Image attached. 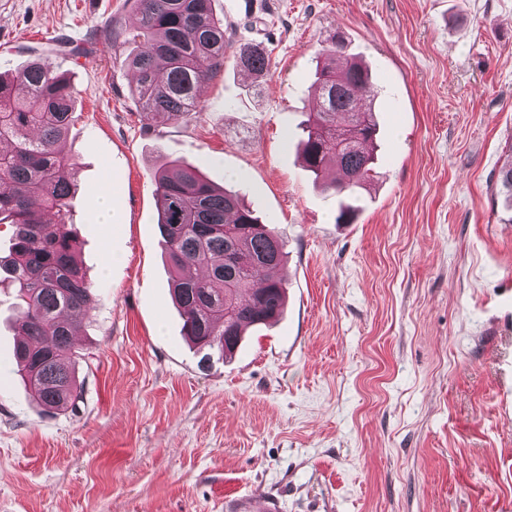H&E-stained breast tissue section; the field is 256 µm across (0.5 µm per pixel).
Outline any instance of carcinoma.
<instances>
[{"label":"carcinoma","mask_w":512,"mask_h":512,"mask_svg":"<svg viewBox=\"0 0 512 512\" xmlns=\"http://www.w3.org/2000/svg\"><path fill=\"white\" fill-rule=\"evenodd\" d=\"M213 0H135L137 25L125 36L111 23L94 41L112 49L145 38L123 64L133 72V93L157 123L188 119L199 111V87L224 68V23ZM347 41L336 34L322 49L316 91L320 109L302 125L300 157L320 174L327 159L342 177L324 190L336 196L338 220L358 209L359 189L372 178L368 146L377 132L375 111L361 103L372 96L364 64L343 59ZM236 67L255 76L268 69L266 48L241 43ZM75 92L69 81L40 60L13 73H0V224L15 227L10 254L0 270L19 283L16 319L22 336L15 350L22 379L47 409L73 410L82 398L75 374L73 336L92 302V287L76 257L68 173L74 157L62 148L74 118ZM160 202L159 232L170 265L174 302L181 308L183 336L202 363L226 359L239 348L245 329L281 316L285 285L280 277L254 285L263 268L280 269L285 242L263 224L240 195L216 188L188 162H174L154 174ZM506 221L512 223V162L496 176ZM203 270L200 277L188 275Z\"/></svg>","instance_id":"cac0c4a2"}]
</instances>
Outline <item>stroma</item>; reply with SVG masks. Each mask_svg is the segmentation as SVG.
Returning a JSON list of instances; mask_svg holds the SVG:
<instances>
[{
	"instance_id": "35a3bbf8",
	"label": "stroma",
	"mask_w": 512,
	"mask_h": 512,
	"mask_svg": "<svg viewBox=\"0 0 512 512\" xmlns=\"http://www.w3.org/2000/svg\"><path fill=\"white\" fill-rule=\"evenodd\" d=\"M232 56L200 110L157 125L114 54L70 56L134 0H0V72L40 59L76 90L65 149L92 286L76 410L17 372L16 290L0 281V512H512V0H214ZM370 69L374 181L350 224L299 157L334 33ZM199 166L285 239L287 302L233 358L181 335L154 173ZM112 196L98 221L102 192ZM233 60L237 68L257 77L264 75L269 66L266 48L256 43H240L233 50ZM498 192L503 195V210L505 221L512 223V162L502 166L496 176Z\"/></svg>"
}]
</instances>
